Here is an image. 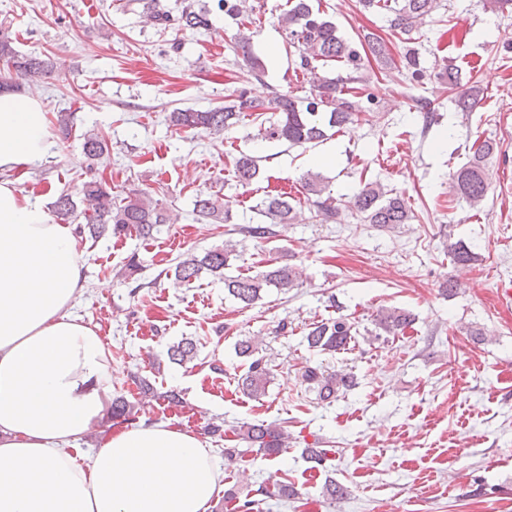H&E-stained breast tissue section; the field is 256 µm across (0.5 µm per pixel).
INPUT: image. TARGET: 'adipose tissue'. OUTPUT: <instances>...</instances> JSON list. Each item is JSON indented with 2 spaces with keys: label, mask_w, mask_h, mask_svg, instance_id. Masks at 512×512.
I'll list each match as a JSON object with an SVG mask.
<instances>
[{
  "label": "adipose tissue",
  "mask_w": 512,
  "mask_h": 512,
  "mask_svg": "<svg viewBox=\"0 0 512 512\" xmlns=\"http://www.w3.org/2000/svg\"><path fill=\"white\" fill-rule=\"evenodd\" d=\"M51 147L38 93L0 94V171ZM78 230L0 181V512H207L218 490L208 448L168 423L77 441L112 398L111 354L68 313L82 292Z\"/></svg>",
  "instance_id": "adipose-tissue-1"
}]
</instances>
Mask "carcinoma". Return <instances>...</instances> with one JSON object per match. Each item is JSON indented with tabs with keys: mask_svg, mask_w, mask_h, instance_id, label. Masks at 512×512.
Segmentation results:
<instances>
[{
	"mask_svg": "<svg viewBox=\"0 0 512 512\" xmlns=\"http://www.w3.org/2000/svg\"><path fill=\"white\" fill-rule=\"evenodd\" d=\"M365 10L384 9L388 11L391 30L408 34L418 24L438 8V0H359ZM148 9L156 24L169 26L171 16L160 0H148ZM181 26L188 29H207L210 26V10L198 9L189 4L179 17ZM278 23L285 30L288 45L298 53L297 69L310 76L313 93L302 101L293 96L274 91L266 100L250 95L245 88H238L226 95L224 105L206 111L193 109H175L167 116L169 124L177 129H201L213 135L236 126L247 117L260 119L258 136L273 143H286L290 146L316 145L329 138V132H339L353 123L363 112L379 109L378 98L367 93L353 100L347 97L344 85L334 77L318 72L316 63L325 67L333 62H342L354 73L352 81L371 61L382 64L393 62L387 42L378 36L365 38L364 43L356 45L338 34L335 24L324 19L320 11L313 9L311 0H288V10L279 18ZM236 46L243 60L252 72L264 71L263 62L253 54L251 35L239 30L235 37ZM0 62L7 71L16 76L42 77L53 72V62L48 58L19 53L13 46L11 36L0 31ZM448 76V89L459 90L455 105L462 112H469L476 106L482 94L481 88L472 81L462 82L461 70L450 63L445 66ZM83 150L92 159L100 158L107 151L105 137L100 133L83 134ZM496 143L490 139L473 144V152L468 161L451 173L453 188L457 195L472 208L482 205L490 189L487 161L494 154ZM233 170L239 185L250 186L260 177L261 169L258 157L241 151L233 159ZM307 200L311 202L314 217L322 223H333L338 216L336 198L324 178L311 170L302 177ZM86 208L78 210L72 195L60 194L54 202V212L62 221L73 222L80 218L79 233H88L97 239L105 233L114 237L124 236L132 231L143 238H149L158 226L167 222L165 210L159 200L146 192L127 196L121 200L112 196V186L106 180L90 175L79 190ZM353 203L360 219L381 229H393L406 224L412 213L402 195L387 188L379 181H364L359 184L353 196ZM257 213L267 219L263 224H247L235 228L240 240H227L221 248H212L199 254L190 253L179 260L170 275L175 287L187 286L204 272L224 280V290L235 302L247 308L262 297L268 288L280 292L298 286V271L290 265H278L256 276L229 275L226 270L240 256L245 242H261L276 236L275 226L293 224L299 217L298 210L292 204V197L285 191L268 194L256 205ZM196 215L203 219L217 218L224 214V223L233 219L229 207L221 208L209 195L200 194L194 201ZM453 260L466 265L478 260V256L462 242L451 245ZM414 321L412 314L402 308H384L377 315L375 329L380 336H396L402 333ZM357 335V329L348 319L338 316L323 319L310 328L306 339L314 350L339 352L348 348ZM260 340L249 337L240 340L236 353L251 359L248 369L238 383L242 393L258 399L267 393L272 378L267 363L255 357ZM197 344L185 338L171 346L169 360L182 365L196 356ZM304 380L315 389L318 399L323 402L336 400L337 393L356 385V378L350 372H328L319 367H309L303 373ZM242 440L246 449L226 448L224 457L233 462L243 456L245 451H256L268 459L279 456L288 448V433L273 424L253 423L243 427ZM350 495V490L334 480L324 486V496L331 501H340Z\"/></svg>",
	"mask_w": 512,
	"mask_h": 512,
	"instance_id": "carcinoma-1",
	"label": "carcinoma"
}]
</instances>
